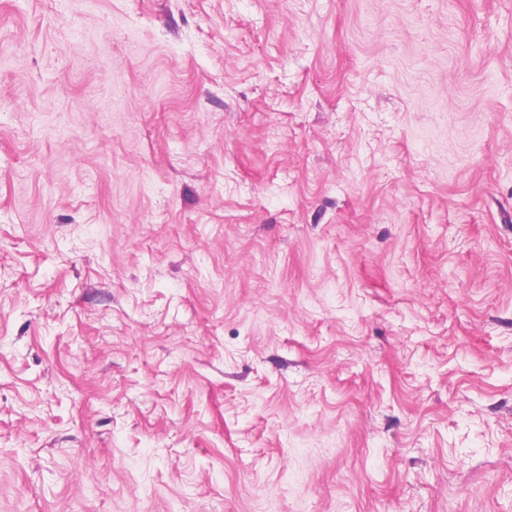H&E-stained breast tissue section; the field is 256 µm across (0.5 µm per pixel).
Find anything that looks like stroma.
<instances>
[{
    "instance_id": "35a3bbf8",
    "label": "stroma",
    "mask_w": 512,
    "mask_h": 512,
    "mask_svg": "<svg viewBox=\"0 0 512 512\" xmlns=\"http://www.w3.org/2000/svg\"><path fill=\"white\" fill-rule=\"evenodd\" d=\"M0 512H512V0H0Z\"/></svg>"
}]
</instances>
